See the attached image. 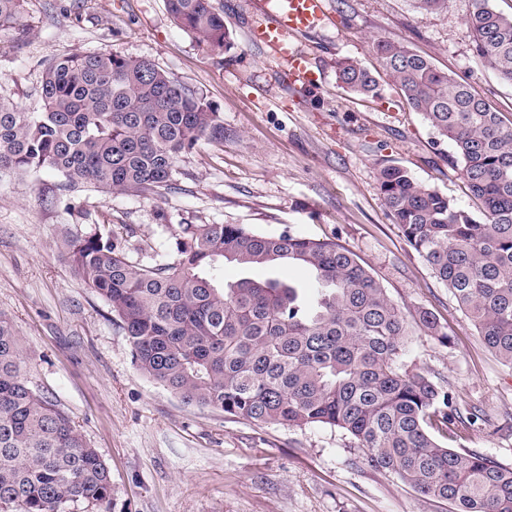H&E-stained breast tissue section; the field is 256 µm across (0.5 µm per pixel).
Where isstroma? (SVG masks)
Returning a JSON list of instances; mask_svg holds the SVG:
<instances>
[{
	"label": "stroma",
	"instance_id": "35a3bbf8",
	"mask_svg": "<svg viewBox=\"0 0 512 512\" xmlns=\"http://www.w3.org/2000/svg\"><path fill=\"white\" fill-rule=\"evenodd\" d=\"M234 46L206 52L165 0H25L0 31V98L35 111L45 64L74 51L147 58L203 93L223 141L182 156L160 197L69 194L37 171L0 179V312L21 338L22 374L52 399L106 463L108 512H448L395 475L370 467L354 440L315 425H256L188 405L136 367L105 302L70 267L66 233L109 224L129 249L170 251L184 224L289 230L352 251L407 315L432 312L448 337L412 336L404 360L444 381L457 408L484 419L456 428L454 448L512 467V366L485 347L451 293L387 214L375 173L394 161L466 209L475 202L452 147L412 112L388 78L360 99L334 66L374 60L387 37L463 79L512 124V84L477 55L466 18L475 0L421 12L413 0H327L331 23L301 38L324 80L299 92L269 51L249 42L252 0H217Z\"/></svg>",
	"mask_w": 512,
	"mask_h": 512
}]
</instances>
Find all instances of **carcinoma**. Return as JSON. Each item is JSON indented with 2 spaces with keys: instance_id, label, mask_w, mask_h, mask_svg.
<instances>
[{
  "instance_id": "1",
  "label": "carcinoma",
  "mask_w": 512,
  "mask_h": 512,
  "mask_svg": "<svg viewBox=\"0 0 512 512\" xmlns=\"http://www.w3.org/2000/svg\"><path fill=\"white\" fill-rule=\"evenodd\" d=\"M24 0H0V31ZM172 20L212 54L233 47L213 0H166ZM478 56L512 83V17L476 0L466 20ZM373 69L336 61V81L376 96L387 76L455 160L479 213L388 162L376 179L393 221L451 292L496 357L512 365V125L461 78L389 38L371 41ZM41 107L0 99V177L48 170L61 187L161 195L179 158L224 139L219 113L146 58L71 53L48 62ZM74 273L109 307L134 363L185 403L256 425H322L351 436L372 468L452 512H512V467L441 444L432 431L458 413L448 387L409 368L412 328L383 284L350 249L244 224H182L173 255L132 261L110 224L63 242ZM301 267L317 295L295 285L242 278L220 267ZM417 329L448 338L421 310ZM109 470L71 417L28 387L20 336L0 313V512H107Z\"/></svg>"
}]
</instances>
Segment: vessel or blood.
<instances>
[{"mask_svg": "<svg viewBox=\"0 0 512 512\" xmlns=\"http://www.w3.org/2000/svg\"><path fill=\"white\" fill-rule=\"evenodd\" d=\"M257 7L262 19L251 39L270 48L284 82L299 89L319 84L322 76L298 41L327 21L326 0H259Z\"/></svg>", "mask_w": 512, "mask_h": 512, "instance_id": "vessel-or-blood-1", "label": "vessel or blood"}]
</instances>
